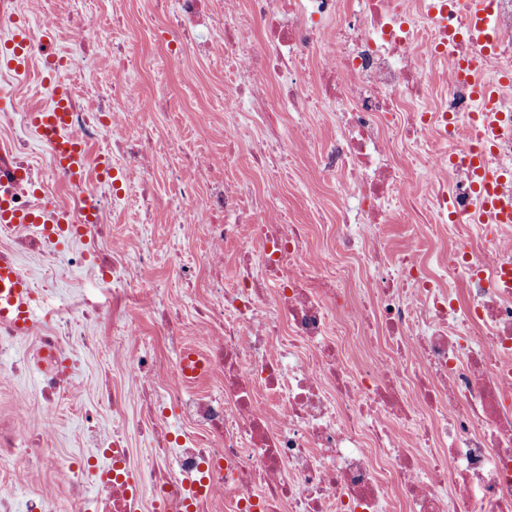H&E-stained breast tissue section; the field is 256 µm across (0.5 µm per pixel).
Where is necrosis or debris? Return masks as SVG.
<instances>
[{
	"label": "necrosis or debris",
	"instance_id": "necrosis-or-debris-1",
	"mask_svg": "<svg viewBox=\"0 0 512 512\" xmlns=\"http://www.w3.org/2000/svg\"><path fill=\"white\" fill-rule=\"evenodd\" d=\"M250 0L247 15L226 25L215 0H152L163 15L158 42L167 52L204 58L206 30L224 40L233 78L212 87L225 111L248 113L267 127L245 139L237 122L224 126V157L248 147L270 190L256 196L217 176V161L186 155L173 173L178 193L168 206L175 224H202L210 248L199 260L173 252L179 275L205 269L213 295L199 310L208 370L223 374L224 392L183 397L181 360L134 361L135 371H162L168 397L198 431L180 443L179 478L162 465L167 448L140 472L158 488L163 512H200L191 498L201 480L223 492L232 512H512V286L501 276L512 267V229L503 243L480 247L462 228L476 199L468 159L479 151L469 130L476 101L455 73L472 48L468 17L454 11L447 24L422 26L417 0H371L370 12L344 0ZM323 58L317 79L306 80L298 62ZM442 69L448 96L435 110L423 107L429 73ZM279 92L266 94L271 79ZM337 108L339 134L316 156L322 170L348 172L336 184L341 199L360 198L366 224H341L336 248L358 255L366 273L363 293L352 288L353 271L326 275L306 259V225L271 222L276 200V162L293 149L278 132L281 113L311 104ZM70 127L85 144L105 143L106 157L120 159L128 187L145 202L155 199L153 146L132 132L119 113L72 92ZM420 164L433 175H453L452 189L431 188L407 197L410 166L399 165L395 142L426 143ZM64 183L76 223H104L116 201L88 191L53 160L30 163L23 142H0V195L17 208H38L42 197L27 192L31 180ZM434 216L453 241L443 277L427 274L425 242L410 238L389 249L383 229L412 216ZM234 245L244 271L233 287L221 274L226 245ZM263 273L254 275L253 260ZM104 289L65 311L61 331L46 347L110 350L115 340L135 337L128 309L153 308L157 289L133 278L130 263L113 252L102 265ZM462 279L471 289L458 297L442 278ZM111 318V336H83L89 315ZM27 414L13 407L0 418V452L21 451L29 463L51 461L50 429L20 432ZM461 480L460 492L448 493Z\"/></svg>",
	"mask_w": 512,
	"mask_h": 512
}]
</instances>
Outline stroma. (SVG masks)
Here are the masks:
<instances>
[{
	"label": "stroma",
	"mask_w": 512,
	"mask_h": 512,
	"mask_svg": "<svg viewBox=\"0 0 512 512\" xmlns=\"http://www.w3.org/2000/svg\"><path fill=\"white\" fill-rule=\"evenodd\" d=\"M127 8V26L134 28L135 36H125L124 30L113 26L112 15L117 2ZM56 11L64 16L84 13L96 20L93 38L98 45L96 63H78L76 71H62L58 80L72 83L81 78L86 91L95 93L116 79L123 80L131 89L126 103L133 109L132 119L137 130L153 139V162L156 168V191L161 202L150 218H143L132 199L123 200L107 215L110 235L99 238L98 247L111 251L121 247L128 259L150 251L148 267L134 268V275L152 280L160 289L158 304L178 311L186 324L183 333L174 336L159 335L148 313H138L140 332L137 337L118 341L111 352L85 349L79 362L68 370L69 392L65 404L47 409L40 399L42 378L34 368L32 357L42 337L53 335L59 327V316L74 303L97 294L102 283L98 278L97 262L91 261L79 268L64 267L58 258L42 250L14 247L11 240L0 236V250H13L22 269L44 295V307L50 317L40 334L13 339L10 362L20 364L17 372L0 371V415L16 404L28 407L27 417L18 428L34 433L42 427L52 429L50 445L54 461L26 466L15 455L0 456V496L13 502L15 512H26V505L42 497L53 498L61 512H75L69 500L68 483L59 470L60 464L78 463L94 456L99 444L112 439L114 427H123L125 445L129 451V466L140 469L148 463L163 439L189 435L193 425L183 419L174 407L165 403L163 383L143 378L129 368L131 360L153 357L162 361L175 359L180 350L192 345L204 348V341L195 335L197 312L211 301L204 280L185 283L174 276L169 266V255L181 250L190 256L202 253L205 240L204 225L174 226L162 202L173 192L171 172L178 164L176 155L169 151L170 140H177L183 151L196 152L207 146L216 157L224 154V140L217 129L224 118L223 99L204 94L203 88L211 82L224 79V47L216 45L205 59L191 57L173 62L164 54L153 37L152 22L148 17V0H54ZM123 42L127 54L143 60L146 68L140 72L111 71L108 61L115 42ZM47 65L40 57H32L27 75L8 84L0 83V110L31 112L47 103L45 76ZM166 93L174 102L171 111L142 114L136 112L138 100ZM306 122L312 128V141H305L294 127L293 113L281 116V133L294 141V150L283 166L277 194L288 210L289 220L308 225L309 257L317 259L330 249L331 244L321 235L323 224H359L363 217L357 204H339L333 192L336 176L323 172L315 161V148L330 145L337 136L336 114L329 109L307 113ZM151 390L157 402L166 406L164 412L148 416L143 402L144 390ZM119 393L123 399L121 413H113L104 404L105 391Z\"/></svg>",
	"instance_id": "stroma-1"
}]
</instances>
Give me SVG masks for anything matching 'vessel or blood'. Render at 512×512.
Segmentation results:
<instances>
[{
	"mask_svg": "<svg viewBox=\"0 0 512 512\" xmlns=\"http://www.w3.org/2000/svg\"><path fill=\"white\" fill-rule=\"evenodd\" d=\"M465 3L470 17V39L477 56H484L491 42L495 27L493 12L487 0H438V7L431 12V20L444 21L448 8ZM475 98L479 106L476 124L485 137L496 136L498 119L504 106L502 100L489 89L488 83L475 81ZM53 102L48 108L28 113L29 126L42 140L51 142L53 158L57 165L68 168L72 175H81L85 154L84 147L68 133L67 96L68 86L55 83L51 88ZM475 184L479 208L475 221L479 224H512V197H502L501 172L489 170L483 164H476ZM72 217L65 209L52 200H45L37 210H17L7 198H0V223L12 226L16 231L41 232L46 224H68ZM40 291L31 279L22 272L15 255L0 251V326L10 330L16 337L33 335L47 319Z\"/></svg>",
	"mask_w": 512,
	"mask_h": 512,
	"instance_id": "b4317fda",
	"label": "vessel or blood"
}]
</instances>
